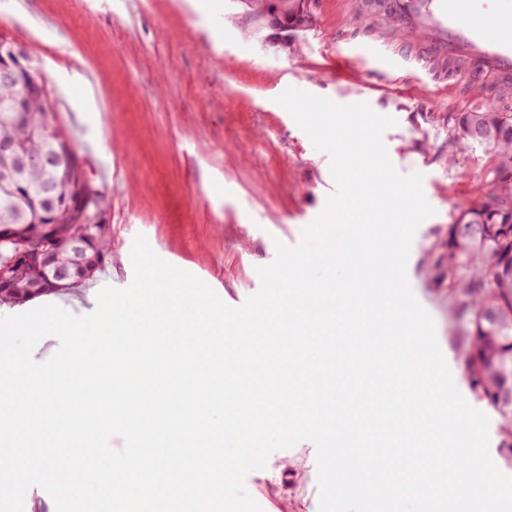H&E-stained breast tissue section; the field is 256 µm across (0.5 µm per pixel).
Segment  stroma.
Segmentation results:
<instances>
[{"mask_svg": "<svg viewBox=\"0 0 512 512\" xmlns=\"http://www.w3.org/2000/svg\"><path fill=\"white\" fill-rule=\"evenodd\" d=\"M363 0H305L288 28V0H223L220 15L197 0H0V34L31 52L65 127L109 203L110 256L92 282L59 294L87 315L90 292L124 288L143 237L163 261L212 288L231 307L261 287L277 244H299L337 190L331 156L317 149L279 96L295 88L338 105L365 103L393 118L383 142L402 175L421 174L433 216L415 230L406 275L435 323L453 382L473 399L462 363V326L448 302L445 244L460 209L476 204L489 156L451 157L448 118L495 97L496 83L433 59L428 70L377 74L327 64V46L384 40L404 51L385 15ZM310 441L273 452L245 491L262 512H317Z\"/></svg>", "mask_w": 512, "mask_h": 512, "instance_id": "stroma-1", "label": "stroma"}]
</instances>
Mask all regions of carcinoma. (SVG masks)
<instances>
[{"mask_svg": "<svg viewBox=\"0 0 512 512\" xmlns=\"http://www.w3.org/2000/svg\"><path fill=\"white\" fill-rule=\"evenodd\" d=\"M23 97L22 83L0 81V108ZM25 98V97H23ZM25 119L14 123L0 119V142L15 144L32 156H51L56 136L72 137L66 129L55 135L49 127L55 112L52 96L25 98ZM500 133L499 142L483 150L493 155L489 189L474 207L460 212L448 225V299L463 325V359L472 391L501 417L505 440H512V406H502L491 396L501 378L492 365L495 359L512 362V279L504 276V263L512 262V112L492 107L458 113L449 129L450 145L455 153L476 147L467 128L474 117ZM91 202V208L108 207L107 198L85 169L76 168L71 156L61 155L47 166H34L14 173L0 163V230L25 226L26 235L0 237V269L9 265L17 253L27 248L32 238H42L43 226L57 224L68 232L80 223L77 207L70 205L75 193ZM484 224L487 238L481 241L456 242V223ZM108 225L93 230L88 253L82 258L84 271L66 281L58 293L94 279L108 256ZM42 273L35 265L23 279L0 282V305H17L30 299L27 288L37 284ZM493 311L503 324L483 321Z\"/></svg>", "mask_w": 512, "mask_h": 512, "instance_id": "obj_1", "label": "carcinoma"}]
</instances>
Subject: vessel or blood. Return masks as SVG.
Returning a JSON list of instances; mask_svg holds the SVG:
<instances>
[{"label": "vessel or blood", "mask_w": 512, "mask_h": 512, "mask_svg": "<svg viewBox=\"0 0 512 512\" xmlns=\"http://www.w3.org/2000/svg\"><path fill=\"white\" fill-rule=\"evenodd\" d=\"M385 5L409 43L421 45L426 57H463L471 62L473 77L512 79V40L494 38L472 23L477 0H385ZM356 54L380 73L398 71L404 63L402 55L379 42L358 47Z\"/></svg>", "instance_id": "1"}]
</instances>
